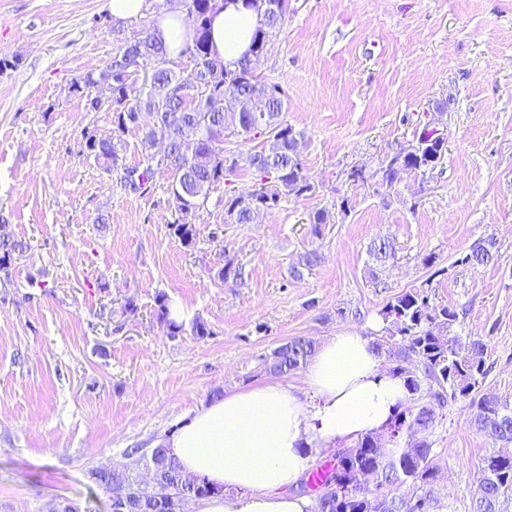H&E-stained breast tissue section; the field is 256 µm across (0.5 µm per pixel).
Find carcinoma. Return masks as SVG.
I'll return each instance as SVG.
<instances>
[{"instance_id": "carcinoma-1", "label": "carcinoma", "mask_w": 512, "mask_h": 512, "mask_svg": "<svg viewBox=\"0 0 512 512\" xmlns=\"http://www.w3.org/2000/svg\"><path fill=\"white\" fill-rule=\"evenodd\" d=\"M195 23L184 51L189 53L188 74L168 67L170 58L153 23L126 39L118 55L98 74L88 73L74 81L73 92L82 95L105 84L110 96L91 100L95 110L106 108L112 124L120 132L138 129L142 145L153 147V125L163 121L169 127L167 151L160 158L150 154L144 166L129 167L120 162L114 144L94 133H83L87 155L101 162L107 172H120V182L131 193L145 195L159 173L169 175L170 192L184 213L198 206L210 190L239 167L240 156L224 154V132L249 135L252 126L270 138L279 139L274 153L255 151L246 163L257 177L255 190L247 197L229 196L224 200L226 221L249 224L261 211L275 208L281 197L305 196L313 191L302 173L301 160L293 146L301 132L284 120L287 94L277 82L257 73L270 37L280 31L288 15V0H280L276 13L268 12L267 0H254L260 11L259 26L253 38L251 54L236 68L229 69L210 48V13L214 0H184ZM195 126L199 137L188 139L184 128ZM421 142V160L410 163V170L427 173L441 162L444 138L423 125L416 135ZM23 244L0 240V271H8L15 252ZM373 264L384 266L394 257L393 243L379 239L368 249ZM498 258L496 241L482 238L470 245L456 263L472 268L487 267ZM315 252L303 255L291 267L290 277L299 279L303 271L318 264ZM158 319L171 337L179 335L183 325L169 318L167 298L157 296ZM389 322L388 335L374 342L390 372L401 377L409 392L408 402L389 423V442L375 443L374 436L361 438L344 449L328 476L321 481L317 512H421L422 504L433 500L427 486L435 480L430 462V443L420 449H408L415 433L427 434L438 417L436 408L451 401H466L472 411L471 425L495 442L512 443V403L495 396L479 394L486 370L484 344L470 343L467 353L460 351L459 340L445 335L456 320L454 312L430 303L428 291L414 288L397 296L382 310ZM316 353L314 341L298 336L274 348L264 357L265 369L285 376L304 368ZM130 461L120 467L90 470L91 480L109 493V500L124 505V512H183L184 504L212 493L204 482L186 484V477L166 449L153 448L148 455L132 448ZM479 488L472 512H500L501 499L512 491V457L490 455L484 458ZM365 468L379 470V488H415L408 498L384 497L382 501L359 492L353 484L356 474Z\"/></svg>"}]
</instances>
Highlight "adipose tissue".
<instances>
[{"label": "adipose tissue", "mask_w": 512, "mask_h": 512, "mask_svg": "<svg viewBox=\"0 0 512 512\" xmlns=\"http://www.w3.org/2000/svg\"><path fill=\"white\" fill-rule=\"evenodd\" d=\"M259 15L246 0H215L211 46L228 68L248 52ZM306 386L265 383L201 402L161 443L186 475L216 487L195 512H314L287 486L311 452L382 432L408 392L371 337L341 332L320 345Z\"/></svg>", "instance_id": "obj_1"}]
</instances>
